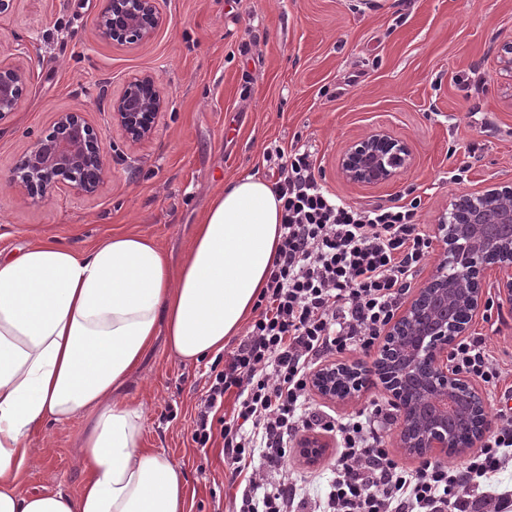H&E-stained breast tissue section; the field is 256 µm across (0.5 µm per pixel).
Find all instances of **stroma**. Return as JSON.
I'll use <instances>...</instances> for the list:
<instances>
[{"mask_svg": "<svg viewBox=\"0 0 512 512\" xmlns=\"http://www.w3.org/2000/svg\"><path fill=\"white\" fill-rule=\"evenodd\" d=\"M102 5L20 0L0 18V53L16 52L31 75L0 122V251L46 237L82 251L133 232L179 264L214 196L246 175L272 177L266 154L276 148L311 151L322 184L348 204L415 203L433 238L454 195L512 181V73L501 66L512 0H158L164 25L134 48L94 39ZM144 71L159 77L168 107L153 138L131 146L112 124L111 98ZM61 111L84 113L116 142L112 175L90 197L62 187L24 203L10 171ZM379 128L408 144L409 165L384 184L349 182L340 154ZM462 166L465 181H450ZM441 253L434 238L430 262ZM485 289L494 306L469 333L512 370V307L493 283ZM212 363L178 362L159 341L121 391L146 410L147 447L183 465L186 512L234 508L221 448L203 452L191 439ZM89 423L83 415L32 436L24 491L79 490Z\"/></svg>", "mask_w": 512, "mask_h": 512, "instance_id": "35a3bbf8", "label": "stroma"}]
</instances>
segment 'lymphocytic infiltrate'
Returning <instances> with one entry per match:
<instances>
[{"mask_svg": "<svg viewBox=\"0 0 512 512\" xmlns=\"http://www.w3.org/2000/svg\"><path fill=\"white\" fill-rule=\"evenodd\" d=\"M315 170L305 150L278 166V257L247 335L223 368L210 370L193 442L206 449L222 440L231 477L245 482L238 512H488L494 498L478 488L512 462V407L498 410L482 447L462 463L406 467L385 446L393 407L375 401L340 416L313 403L312 371L330 357L374 349L432 247L414 205L347 204ZM449 361L491 389L502 377L481 336L461 339ZM229 393L237 406L228 419ZM309 430L337 444L329 490L317 499L288 472V448Z\"/></svg>", "mask_w": 512, "mask_h": 512, "instance_id": "f902f5d3", "label": "lymphocytic infiltrate"}]
</instances>
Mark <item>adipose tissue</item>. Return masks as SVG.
I'll list each match as a JSON object with an SVG mask.
<instances>
[{"instance_id":"1","label":"adipose tissue","mask_w":512,"mask_h":512,"mask_svg":"<svg viewBox=\"0 0 512 512\" xmlns=\"http://www.w3.org/2000/svg\"><path fill=\"white\" fill-rule=\"evenodd\" d=\"M281 219L273 181L252 174L213 198L176 267L133 233L0 252V512H185V471L145 447L143 405L114 392L157 337L185 363L223 351L267 286ZM87 412L78 493L22 491L32 434Z\"/></svg>"}]
</instances>
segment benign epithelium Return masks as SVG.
Returning <instances> with one entry per match:
<instances>
[{
	"label": "benign epithelium",
	"mask_w": 512,
	"mask_h": 512,
	"mask_svg": "<svg viewBox=\"0 0 512 512\" xmlns=\"http://www.w3.org/2000/svg\"><path fill=\"white\" fill-rule=\"evenodd\" d=\"M164 18L156 0H104L95 23L103 41L135 47L150 39ZM30 74L0 59V122L16 112ZM167 102L158 77L146 72L112 99V121L125 141L135 145L150 139ZM111 153L103 136L81 112H58L52 130L36 139L11 170L10 182L25 203H36L65 182L77 194L92 195L112 174ZM410 148L384 129L350 142L339 157L345 178L355 184L376 185L394 179L408 164ZM448 220L437 225L443 258L422 288L394 316L372 364L331 363L315 371L313 390L321 397L348 403L371 382L380 383L400 410L399 447L409 455L448 457V413L455 410L451 394L464 389L483 423L471 446L483 442L492 426L487 401L470 380L448 366V352L468 334L485 305L487 275L494 276L499 296L512 306V184L495 183L482 193H465L450 200ZM453 294L467 309L463 324L425 312L426 303ZM351 379L348 392L336 395V376Z\"/></svg>",
	"instance_id": "7a95c632"
}]
</instances>
